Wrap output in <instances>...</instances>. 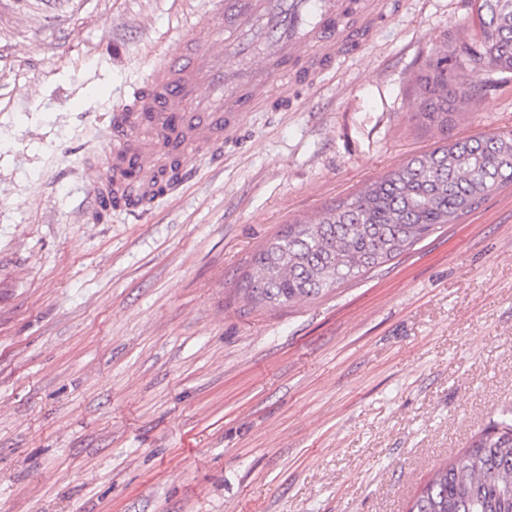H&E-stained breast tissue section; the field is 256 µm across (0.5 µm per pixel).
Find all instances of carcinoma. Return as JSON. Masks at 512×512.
Here are the masks:
<instances>
[{"label": "carcinoma", "instance_id": "1", "mask_svg": "<svg viewBox=\"0 0 512 512\" xmlns=\"http://www.w3.org/2000/svg\"><path fill=\"white\" fill-rule=\"evenodd\" d=\"M476 34L438 52L418 76L413 118L441 145L387 172L302 224H289L254 255L248 301L271 306L316 297L396 258L512 184V131L452 140L448 129L480 89L463 72L489 62L512 73V0H481ZM409 512H512V419L492 423L438 466Z\"/></svg>", "mask_w": 512, "mask_h": 512}]
</instances>
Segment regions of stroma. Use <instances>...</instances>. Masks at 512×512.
<instances>
[{
    "label": "stroma",
    "mask_w": 512,
    "mask_h": 512,
    "mask_svg": "<svg viewBox=\"0 0 512 512\" xmlns=\"http://www.w3.org/2000/svg\"><path fill=\"white\" fill-rule=\"evenodd\" d=\"M206 0H0V512H408L512 414V185L307 301L248 304L286 225L432 151L414 79L472 0H388L315 84L280 79L222 163L95 205L103 121ZM452 137L512 130V73Z\"/></svg>",
    "instance_id": "stroma-1"
}]
</instances>
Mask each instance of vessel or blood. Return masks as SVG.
Instances as JSON below:
<instances>
[{
  "instance_id": "obj_1",
  "label": "vessel or blood",
  "mask_w": 512,
  "mask_h": 512,
  "mask_svg": "<svg viewBox=\"0 0 512 512\" xmlns=\"http://www.w3.org/2000/svg\"><path fill=\"white\" fill-rule=\"evenodd\" d=\"M340 8L339 0H207V18L224 23V35L201 43L186 24L177 34L182 52L155 64L109 114L112 163L138 177L130 185L86 171L93 195L130 208L160 199L162 170L177 168L189 180L196 152L216 156L236 140L242 118L289 59L303 60L302 82L335 69L348 39L336 24ZM234 52L249 57L247 67L232 65Z\"/></svg>"
}]
</instances>
